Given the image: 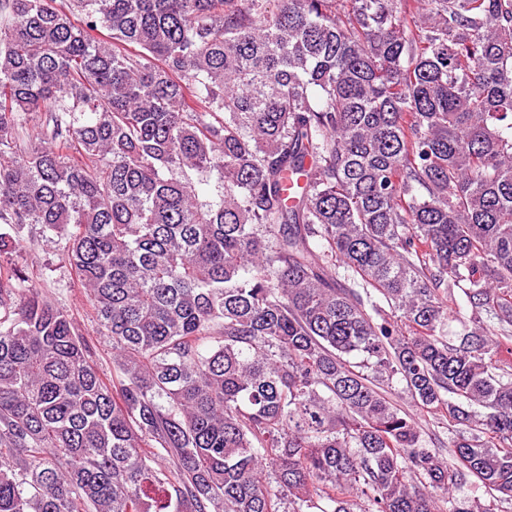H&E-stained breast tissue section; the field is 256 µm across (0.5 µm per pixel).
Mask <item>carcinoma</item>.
<instances>
[{
  "mask_svg": "<svg viewBox=\"0 0 512 512\" xmlns=\"http://www.w3.org/2000/svg\"><path fill=\"white\" fill-rule=\"evenodd\" d=\"M0 224V512L512 506V0H0ZM17 236L24 246L22 257L34 273L33 286L49 301L74 314L87 337L95 344L99 366L112 373V344L108 338L96 335L86 295L82 288L73 284L68 266L58 252L42 244L39 226L26 225Z\"/></svg>",
  "mask_w": 512,
  "mask_h": 512,
  "instance_id": "1",
  "label": "carcinoma"
}]
</instances>
